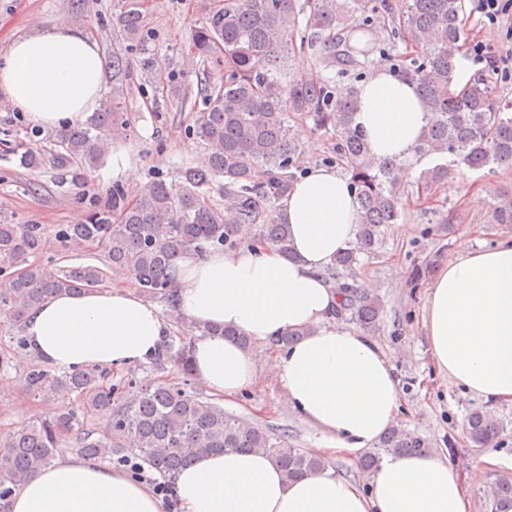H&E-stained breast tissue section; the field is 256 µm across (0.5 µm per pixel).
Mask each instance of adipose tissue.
<instances>
[{"mask_svg": "<svg viewBox=\"0 0 512 512\" xmlns=\"http://www.w3.org/2000/svg\"><path fill=\"white\" fill-rule=\"evenodd\" d=\"M97 43L77 28L36 19L0 60V95L54 129L84 120L99 105ZM355 123L376 159L413 157L427 123L415 85L375 65L358 85ZM293 257L268 248L212 251L179 259L176 307L187 319L267 343L307 336L269 365L284 401L328 435L321 457L356 454L396 425L394 367L375 341L337 316L339 295L324 273L358 229L349 180L310 166L278 203ZM422 327L439 372L493 403H512V235L488 249L461 248L434 275ZM27 352L59 372L146 364L168 325L136 283L49 296L25 319ZM194 373L232 397L256 379L252 351L224 336H196ZM175 512H469L459 469L434 454L385 458L361 487L326 468L289 480L263 451L197 457L175 479ZM11 512H166L145 481L107 461L70 453L24 479Z\"/></svg>", "mask_w": 512, "mask_h": 512, "instance_id": "adipose-tissue-1", "label": "adipose tissue"}]
</instances>
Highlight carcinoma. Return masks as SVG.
<instances>
[{"label":"carcinoma","instance_id":"cac0c4a2","mask_svg":"<svg viewBox=\"0 0 512 512\" xmlns=\"http://www.w3.org/2000/svg\"><path fill=\"white\" fill-rule=\"evenodd\" d=\"M462 0H224L205 13L189 48L199 60L200 93L192 136L206 150L201 165L180 168L176 183L157 178L135 200L112 186V212H95L84 224L58 230L62 242L98 244L102 266H51L28 262L40 247L42 229L34 224L0 223V317L13 331V344L27 346L26 313L49 295L102 287L109 273L135 279L149 299L167 303L180 328L203 336L221 334L245 348L249 337L233 330L188 321L174 304L172 272L177 260L200 256L212 248L234 251L249 225H259L257 242L291 255L286 224L270 219L272 207L301 176L303 159L291 122L310 120L313 129L333 143L326 163L339 166L354 189L356 238L325 271L341 296L337 315L371 330L382 318L378 295L351 282L360 257L382 243L384 229L405 217L403 201L424 203L448 184L455 172L512 166V100L495 94L493 82L479 77L460 84L456 57L467 38ZM131 50L141 57L140 78L158 77L154 49L147 42L141 0H122L113 17ZM380 54L374 58V54ZM310 54L317 75L293 68L294 57ZM390 63L397 78L416 84L428 111L420 155L438 163L403 185L397 171L407 161H375L355 126L360 107L356 83L377 62ZM112 102L80 127L65 126L48 136L54 167L79 182L96 167L112 139L125 136L121 111L124 88L131 79L129 59L114 53L105 60ZM189 86L167 81L162 97L185 103ZM221 184L224 207L209 200ZM497 224H512V197L493 211ZM160 368L173 366L183 381L193 379L190 349L163 343L154 358ZM107 371L56 374L33 359L20 375L24 391L51 400L65 393L85 397L77 407L26 423L0 434V512H10L12 492L25 476L45 468L72 435L80 452L103 460L134 456L169 481L158 486L175 498L171 478L193 459L212 452L260 448L291 480L325 467V461L288 445L259 426L224 412L213 398L161 383L145 388L132 380L105 382ZM467 430L481 447L497 438V422L482 409L467 418ZM430 442L397 425L378 443V451L360 460L364 472L375 471L383 456L422 453ZM493 507L512 502V481L489 491Z\"/></svg>","mask_w":512,"mask_h":512}]
</instances>
